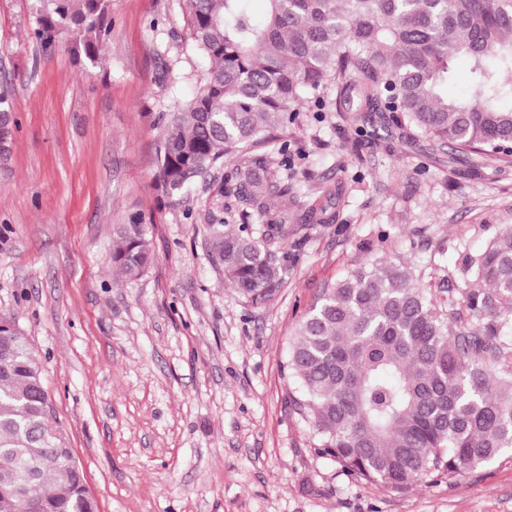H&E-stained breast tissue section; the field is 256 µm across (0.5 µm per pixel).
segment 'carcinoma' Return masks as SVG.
<instances>
[{"label":"carcinoma","mask_w":512,"mask_h":512,"mask_svg":"<svg viewBox=\"0 0 512 512\" xmlns=\"http://www.w3.org/2000/svg\"><path fill=\"white\" fill-rule=\"evenodd\" d=\"M33 37L95 67L112 34L110 0H46ZM195 51L211 67L177 107L158 144L155 181L178 201L199 178L245 155L223 192L251 224L207 225L211 257L247 303L279 292L288 268L282 245L298 230L330 224L327 205H308L304 224L270 199L297 198L270 174L281 134L328 78L331 106L364 133L377 114L416 140L451 146L448 163H512V0H267L255 23L246 0H185ZM471 63L469 91L448 99L450 63ZM17 120L0 91V161ZM112 268L139 276L150 261L138 214L112 241ZM460 273L468 318L437 310L414 271L386 256L321 290L302 315L288 352L298 406L349 476L406 493L451 479L512 448V233L466 257ZM41 365L15 324L0 326V512H97L72 448L50 425Z\"/></svg>","instance_id":"cac0c4a2"}]
</instances>
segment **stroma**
<instances>
[{
  "label": "stroma",
  "instance_id": "obj_1",
  "mask_svg": "<svg viewBox=\"0 0 512 512\" xmlns=\"http://www.w3.org/2000/svg\"><path fill=\"white\" fill-rule=\"evenodd\" d=\"M43 0H0V90L18 126L0 165V318L40 359L52 413L98 512H512V454L406 493L362 484L316 450L294 405L288 349L319 290L391 256L435 305L464 310L466 256L512 230V166L462 177L444 149L395 130L359 140L304 105L285 139L291 223L343 183L339 219L288 241L277 297L240 298L209 257L206 227L238 223L218 188L180 201L157 188L163 118L197 91L184 0H110L101 62L32 37ZM151 260L112 268L131 214Z\"/></svg>",
  "mask_w": 512,
  "mask_h": 512
}]
</instances>
